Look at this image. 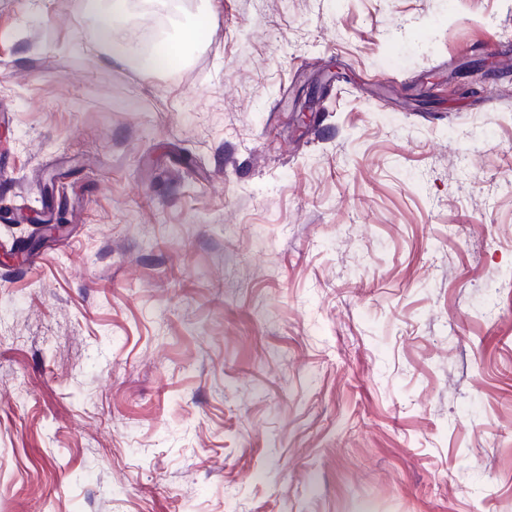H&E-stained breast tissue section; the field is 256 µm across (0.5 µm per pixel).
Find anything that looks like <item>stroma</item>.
<instances>
[{
    "mask_svg": "<svg viewBox=\"0 0 512 512\" xmlns=\"http://www.w3.org/2000/svg\"><path fill=\"white\" fill-rule=\"evenodd\" d=\"M124 19L0 0V512H512V0ZM99 0H88L90 8L97 11V33L100 44L112 47L114 56L127 55L131 62L138 67L162 72L170 68L175 59L174 52L165 46H161L151 56H141L137 59L131 55L130 37L121 22V16L125 13L126 0H110L109 7L98 8Z\"/></svg>",
    "mask_w": 512,
    "mask_h": 512,
    "instance_id": "1",
    "label": "stroma"
}]
</instances>
